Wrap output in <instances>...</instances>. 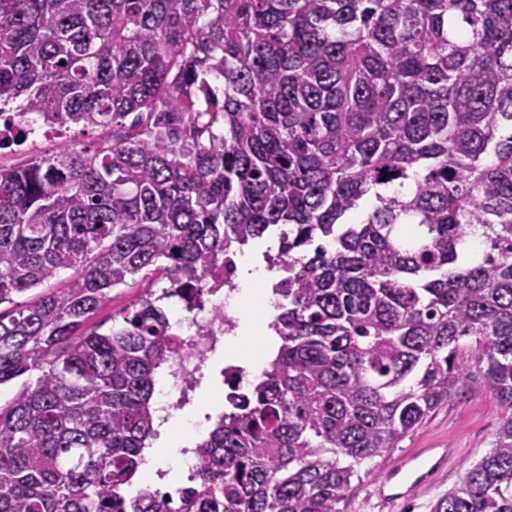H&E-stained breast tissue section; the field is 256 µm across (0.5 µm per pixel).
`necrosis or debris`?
Listing matches in <instances>:
<instances>
[{
  "instance_id": "obj_1",
  "label": "necrosis or debris",
  "mask_w": 512,
  "mask_h": 512,
  "mask_svg": "<svg viewBox=\"0 0 512 512\" xmlns=\"http://www.w3.org/2000/svg\"><path fill=\"white\" fill-rule=\"evenodd\" d=\"M241 254L225 256L224 267L209 278L207 297L193 311L179 310L172 320L176 353L160 370L154 404L167 416L184 418L187 427L206 434L211 414L192 416L199 392L215 380L242 385L250 371L232 355L227 340L236 335L241 317L231 299L240 290Z\"/></svg>"
}]
</instances>
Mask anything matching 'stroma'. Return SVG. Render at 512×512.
Returning <instances> with one entry per match:
<instances>
[{
    "label": "stroma",
    "mask_w": 512,
    "mask_h": 512,
    "mask_svg": "<svg viewBox=\"0 0 512 512\" xmlns=\"http://www.w3.org/2000/svg\"><path fill=\"white\" fill-rule=\"evenodd\" d=\"M161 286V281L156 277H136L128 285L113 290L111 301L92 317V324L101 323L109 327L119 323L124 309L135 303L147 289L157 290ZM500 419L501 410L491 396L462 391L439 409L425 425L403 438L390 455L379 459L373 475L360 484L346 512H374L366 500L367 491L403 455L422 448L447 445L462 449L461 461H479L489 452ZM461 461L452 462L436 473L428 486L402 500L396 512H430L432 502L458 484L462 475Z\"/></svg>",
    "instance_id": "1"
}]
</instances>
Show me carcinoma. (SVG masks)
Segmentation results:
<instances>
[{
	"mask_svg": "<svg viewBox=\"0 0 512 512\" xmlns=\"http://www.w3.org/2000/svg\"><path fill=\"white\" fill-rule=\"evenodd\" d=\"M11 103L98 135L0 167V386L41 372L0 407V512H170L124 493L158 302L273 230L277 353L179 510L345 512L469 385L501 422L431 512H512V0H0V127ZM158 277V274H153L150 277H141V275H138L135 277V280H129L128 285L113 290L112 301L101 308L83 329L104 323L100 329V331H104L112 327L113 323L118 324L120 321V313L135 303L148 288L157 290V294H160L159 289L166 285L164 283L165 280L158 281Z\"/></svg>",
	"mask_w": 512,
	"mask_h": 512,
	"instance_id": "carcinoma-1",
	"label": "carcinoma"
}]
</instances>
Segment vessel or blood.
<instances>
[{
    "mask_svg": "<svg viewBox=\"0 0 512 512\" xmlns=\"http://www.w3.org/2000/svg\"><path fill=\"white\" fill-rule=\"evenodd\" d=\"M453 454L449 448H423L401 459L371 493L382 512H391L400 500L423 486L429 474L446 467Z\"/></svg>",
    "mask_w": 512,
    "mask_h": 512,
    "instance_id": "1",
    "label": "vessel or blood"
}]
</instances>
